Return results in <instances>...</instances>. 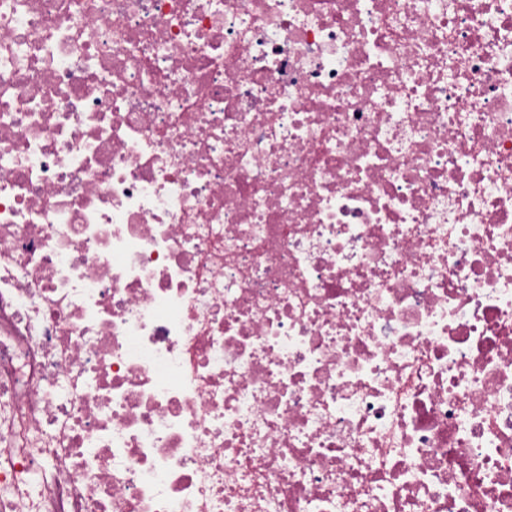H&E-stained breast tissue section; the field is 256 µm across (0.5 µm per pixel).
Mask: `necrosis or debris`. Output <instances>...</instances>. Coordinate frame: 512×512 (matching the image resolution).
Here are the masks:
<instances>
[{"instance_id": "obj_1", "label": "necrosis or debris", "mask_w": 512, "mask_h": 512, "mask_svg": "<svg viewBox=\"0 0 512 512\" xmlns=\"http://www.w3.org/2000/svg\"><path fill=\"white\" fill-rule=\"evenodd\" d=\"M1 450L0 512H512V0H0Z\"/></svg>"}]
</instances>
